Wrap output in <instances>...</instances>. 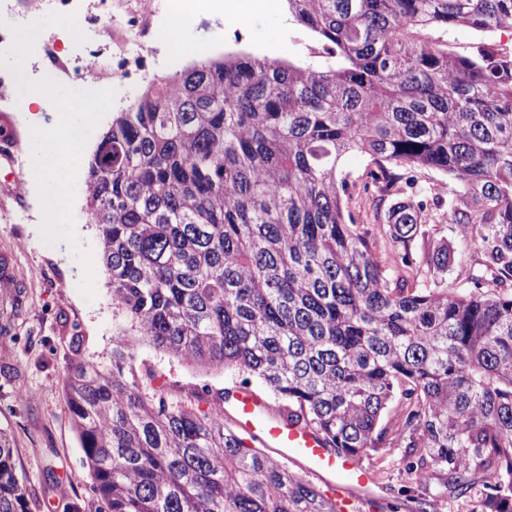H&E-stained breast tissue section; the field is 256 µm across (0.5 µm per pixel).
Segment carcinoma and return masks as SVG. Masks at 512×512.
Here are the masks:
<instances>
[{
  "instance_id": "1",
  "label": "carcinoma",
  "mask_w": 512,
  "mask_h": 512,
  "mask_svg": "<svg viewBox=\"0 0 512 512\" xmlns=\"http://www.w3.org/2000/svg\"><path fill=\"white\" fill-rule=\"evenodd\" d=\"M286 2L326 64L229 52L188 68L116 113L89 164L86 205L132 330L111 367L67 372L91 490L104 512H337L226 423L228 391L141 387L143 336L261 380L335 453L398 450L413 483L512 512V53L445 40L512 28V0ZM348 153L368 162L386 250L345 205ZM422 168L452 182L448 199L405 181ZM444 221L479 247L465 293L425 229ZM0 512H27L2 431ZM482 38V35L466 27H455L448 31V48L466 53Z\"/></svg>"
}]
</instances>
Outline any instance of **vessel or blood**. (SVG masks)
Listing matches in <instances>:
<instances>
[{
    "label": "vessel or blood",
    "instance_id": "1",
    "mask_svg": "<svg viewBox=\"0 0 512 512\" xmlns=\"http://www.w3.org/2000/svg\"><path fill=\"white\" fill-rule=\"evenodd\" d=\"M228 405L248 442L277 449L290 461L304 465L309 475L334 490L339 512H357L359 506H370L373 475L362 457L330 452L319 433L287 423L253 390H236Z\"/></svg>",
    "mask_w": 512,
    "mask_h": 512
}]
</instances>
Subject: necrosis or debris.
<instances>
[{"instance_id":"4bbe7bcc","label":"necrosis or debris","mask_w":512,"mask_h":512,"mask_svg":"<svg viewBox=\"0 0 512 512\" xmlns=\"http://www.w3.org/2000/svg\"><path fill=\"white\" fill-rule=\"evenodd\" d=\"M158 0H91L78 26L86 38L70 61L63 46L71 33L44 42L41 54L50 64V76L73 75L79 85L111 88L113 83H136L142 72L140 50L149 35Z\"/></svg>"}]
</instances>
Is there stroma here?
Wrapping results in <instances>:
<instances>
[{
    "instance_id": "stroma-1",
    "label": "stroma",
    "mask_w": 512,
    "mask_h": 512,
    "mask_svg": "<svg viewBox=\"0 0 512 512\" xmlns=\"http://www.w3.org/2000/svg\"><path fill=\"white\" fill-rule=\"evenodd\" d=\"M182 6L197 17L185 38L207 43L208 58L239 50L282 63L303 65L313 60L308 50L313 39L289 20L285 0H269L252 11L245 24L249 38L242 45L225 38L228 21L211 12L210 0H182ZM173 15L172 7L161 6L154 35L141 52L142 78L131 85H114L113 112L125 110L152 82L196 66V59L170 54L159 38ZM36 115L43 123H52L55 108L47 100L26 108L19 104L15 89L0 92V118H6L20 136L19 156L25 164L32 156L30 128ZM88 169L85 162L78 168L73 212L75 232L95 256L96 297L90 302L77 290L81 266L68 245H50L41 236L44 211L34 188L17 194L13 170L0 158V271L24 272L18 283L0 286V429L11 437L16 475L27 489L28 512H97L99 506L65 387L72 362L90 358L109 363L122 326L99 258V231L87 212ZM431 235L452 243L457 258L448 269V282L452 288L468 290L470 275L482 272L478 248L461 243L451 224L432 226ZM135 368L141 377L154 370L157 377L151 388H163L170 398L203 384L231 388L240 382L233 371H206L146 343L139 348ZM364 462L374 474L372 512H389L387 505L398 490L411 484L406 464L400 453L385 450L370 452Z\"/></svg>"
}]
</instances>
